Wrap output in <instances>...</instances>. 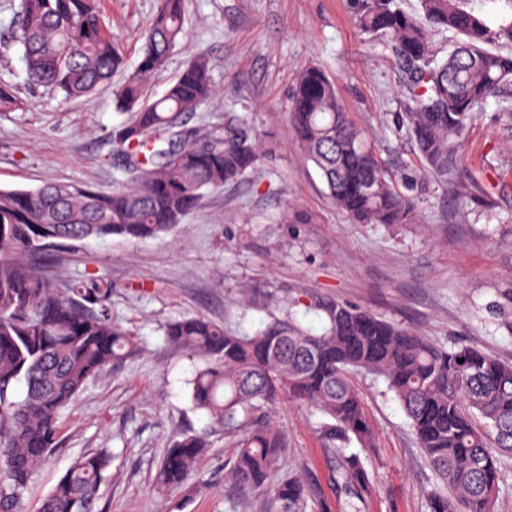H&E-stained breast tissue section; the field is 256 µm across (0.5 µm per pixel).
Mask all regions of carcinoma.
I'll return each mask as SVG.
<instances>
[{
    "instance_id": "cac0c4a2",
    "label": "carcinoma",
    "mask_w": 512,
    "mask_h": 512,
    "mask_svg": "<svg viewBox=\"0 0 512 512\" xmlns=\"http://www.w3.org/2000/svg\"><path fill=\"white\" fill-rule=\"evenodd\" d=\"M356 23L408 73L407 131L424 168L454 183L460 138L473 114L491 99H512V53L493 49L512 45V18L491 26L457 0H419L415 13L400 0H361ZM433 30L459 35L444 57L431 44ZM185 37L184 0H157L141 59L113 88L117 107L129 113L112 130V142L132 161L130 181L110 191L66 183L0 189V512H24L33 474L60 446L61 414L84 386L140 351L104 308L112 285L65 279L61 267H46L37 257L89 238L136 243L172 235L207 191L238 180L257 162L256 144L239 131H175L184 115L214 95L207 57L191 60L159 98H146L147 86ZM15 42L28 81L65 99L88 100L126 69L98 0H21ZM289 112L297 146L354 222L411 223L410 183L385 175L333 79L305 67ZM315 308L326 320L320 334L289 317L252 335L204 317L166 328L169 342L202 362L192 399L224 433L230 479L241 497L269 489V512H331L299 476L272 482L286 448L273 412L288 399L330 419L323 438L337 455L336 493L365 500L372 477L365 459L345 448L353 439L373 446L350 380L361 371L387 383L436 476L429 512H491L502 458L512 455V363L474 346L438 348L407 328L330 299ZM209 447L206 433L181 434L157 472V492L182 486ZM111 461L104 448L75 459L39 512H94Z\"/></svg>"
}]
</instances>
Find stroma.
Instances as JSON below:
<instances>
[{
    "label": "stroma",
    "instance_id": "stroma-1",
    "mask_svg": "<svg viewBox=\"0 0 512 512\" xmlns=\"http://www.w3.org/2000/svg\"><path fill=\"white\" fill-rule=\"evenodd\" d=\"M19 0H0V189L48 182L108 191L124 179L112 130L127 115L100 88L65 100L26 80L12 39ZM157 0H101L127 67L141 57ZM358 0H185L188 36L151 84L150 98L194 57L212 65L214 96L183 128L247 133L259 160L237 182L206 193L174 236L130 243L120 237L72 243L61 265L73 278L110 283L112 320L141 351L108 366L64 412L62 444L40 465L26 500L42 497L79 456L110 449L98 512H263L266 494L239 500L226 478L222 433L192 402L199 365L171 345L168 323L202 316L239 334L292 315L312 332L318 299L338 300L406 327L447 349L478 346L512 361V119L489 102L461 139L455 187L420 165L402 125L409 81L389 51L355 23ZM332 77L353 121L388 173L411 170L416 215L409 224H356L328 196L291 132L288 106L301 69ZM374 436L366 455L375 490L362 512H428L436 478L383 380L356 372ZM274 420L288 438L285 460L313 487L333 492L334 452L320 436L323 415L282 402ZM186 430L211 447L183 488L152 490L168 448ZM332 512H347L333 499Z\"/></svg>",
    "mask_w": 512,
    "mask_h": 512
}]
</instances>
